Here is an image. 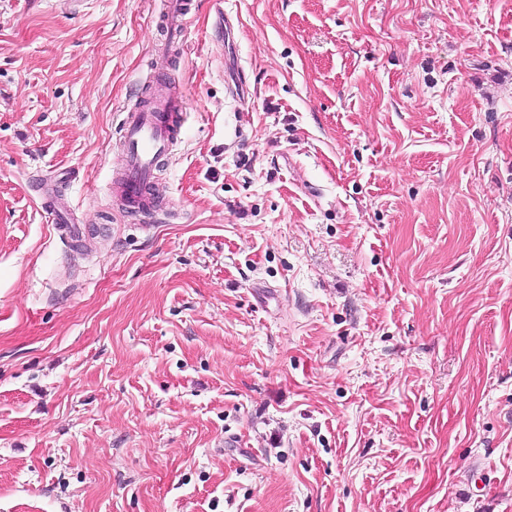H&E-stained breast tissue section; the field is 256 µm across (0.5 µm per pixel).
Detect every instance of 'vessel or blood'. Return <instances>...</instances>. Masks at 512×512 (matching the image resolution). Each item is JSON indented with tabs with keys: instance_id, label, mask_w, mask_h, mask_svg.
<instances>
[{
	"instance_id": "obj_1",
	"label": "vessel or blood",
	"mask_w": 512,
	"mask_h": 512,
	"mask_svg": "<svg viewBox=\"0 0 512 512\" xmlns=\"http://www.w3.org/2000/svg\"><path fill=\"white\" fill-rule=\"evenodd\" d=\"M180 122L178 106L165 98L124 116L125 164L114 177L113 188L131 208L146 199L157 164L178 142Z\"/></svg>"
}]
</instances>
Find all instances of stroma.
I'll use <instances>...</instances> for the list:
<instances>
[{"instance_id": "35a3bbf8", "label": "stroma", "mask_w": 512, "mask_h": 512, "mask_svg": "<svg viewBox=\"0 0 512 512\" xmlns=\"http://www.w3.org/2000/svg\"><path fill=\"white\" fill-rule=\"evenodd\" d=\"M185 2L0 0V512H512V0ZM182 110L162 97L123 118L125 164L113 179L114 190L136 210L147 199L146 186L159 161L178 142Z\"/></svg>"}]
</instances>
